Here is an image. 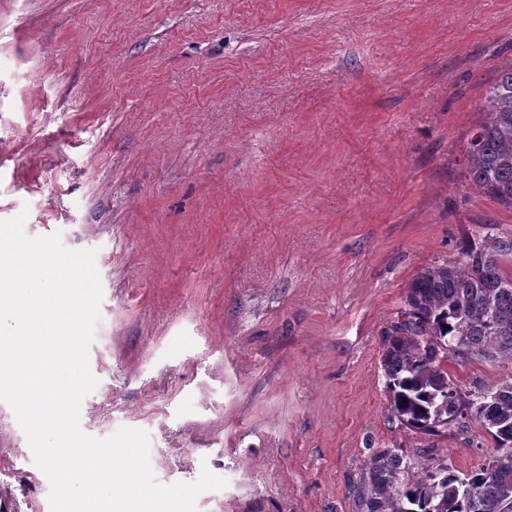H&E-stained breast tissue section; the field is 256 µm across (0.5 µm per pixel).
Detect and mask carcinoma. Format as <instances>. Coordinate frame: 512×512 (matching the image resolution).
Returning a JSON list of instances; mask_svg holds the SVG:
<instances>
[{
  "instance_id": "carcinoma-1",
  "label": "carcinoma",
  "mask_w": 512,
  "mask_h": 512,
  "mask_svg": "<svg viewBox=\"0 0 512 512\" xmlns=\"http://www.w3.org/2000/svg\"><path fill=\"white\" fill-rule=\"evenodd\" d=\"M464 178L512 209V64L502 68L472 129ZM404 321L384 333L381 362L391 415L436 435L478 423L492 448L459 475L394 448L373 454L355 488L365 512H512V382L467 388L452 365L512 364V238H464L452 257L422 268Z\"/></svg>"
}]
</instances>
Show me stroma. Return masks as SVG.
<instances>
[{
  "label": "stroma",
  "mask_w": 512,
  "mask_h": 512,
  "mask_svg": "<svg viewBox=\"0 0 512 512\" xmlns=\"http://www.w3.org/2000/svg\"><path fill=\"white\" fill-rule=\"evenodd\" d=\"M512 62V0H0V220L96 250L82 402L144 430L197 512H360L382 448L458 473L479 424L391 418L382 334L411 279L512 210L463 177ZM0 402V512H50Z\"/></svg>",
  "instance_id": "35a3bbf8"
}]
</instances>
